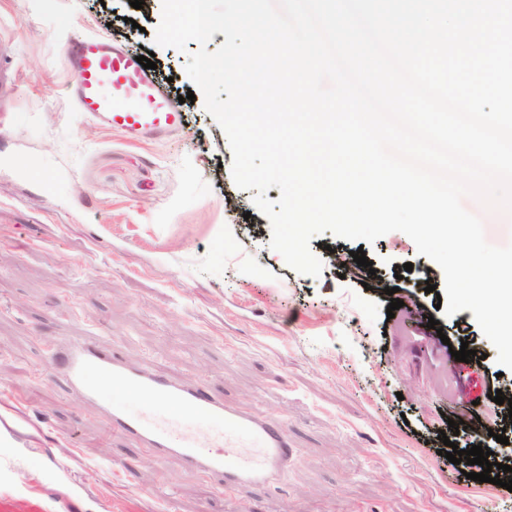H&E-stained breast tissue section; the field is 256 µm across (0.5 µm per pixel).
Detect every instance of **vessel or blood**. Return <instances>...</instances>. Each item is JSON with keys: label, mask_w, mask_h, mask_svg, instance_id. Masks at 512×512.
<instances>
[{"label": "vessel or blood", "mask_w": 512, "mask_h": 512, "mask_svg": "<svg viewBox=\"0 0 512 512\" xmlns=\"http://www.w3.org/2000/svg\"><path fill=\"white\" fill-rule=\"evenodd\" d=\"M69 64L78 111L133 139L182 126L178 107L124 47L91 36L71 49ZM55 360L69 388L86 399H101L110 387L144 397L150 407L140 413L113 408V430L144 444L156 458L178 457L185 468L207 474L221 488L274 484L293 457L280 419L236 409L201 386L131 364L91 337H75ZM164 401L173 402L175 413L152 410V403Z\"/></svg>", "instance_id": "b4317fda"}]
</instances>
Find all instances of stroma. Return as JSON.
<instances>
[{
	"label": "stroma",
	"mask_w": 512,
	"mask_h": 512,
	"mask_svg": "<svg viewBox=\"0 0 512 512\" xmlns=\"http://www.w3.org/2000/svg\"><path fill=\"white\" fill-rule=\"evenodd\" d=\"M161 9L0 0V498L51 512H512L511 491L441 454L450 421L499 422L490 395L512 386L472 311L446 316L419 286L385 294L422 260L401 232L364 246L327 232L310 242L319 276L287 267L233 181L224 131L203 97L184 100L197 43L154 44ZM81 34L153 55L182 128L132 140L76 111L68 40ZM81 333L282 418L297 454L277 487L229 491L112 433L110 406L146 401L70 390L51 354ZM465 343L480 362L455 361Z\"/></svg>",
	"instance_id": "35a3bbf8"
}]
</instances>
